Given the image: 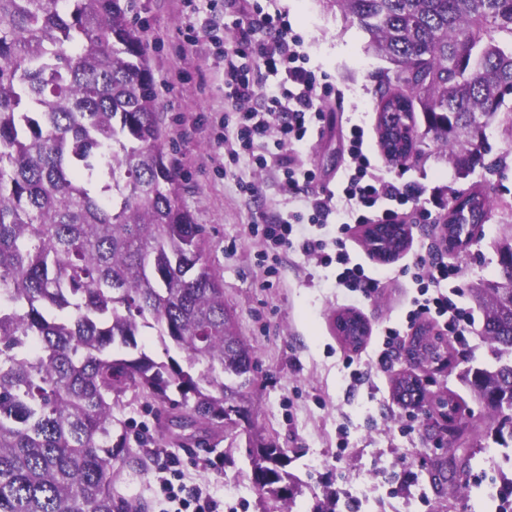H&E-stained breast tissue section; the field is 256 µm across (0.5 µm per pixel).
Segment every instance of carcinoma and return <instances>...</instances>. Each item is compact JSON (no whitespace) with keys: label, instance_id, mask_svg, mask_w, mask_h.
<instances>
[{"label":"carcinoma","instance_id":"1","mask_svg":"<svg viewBox=\"0 0 512 512\" xmlns=\"http://www.w3.org/2000/svg\"><path fill=\"white\" fill-rule=\"evenodd\" d=\"M392 68L380 121L411 120L468 177L512 97V0H331ZM137 0H0V512H145L112 496L128 392L171 425L231 432L256 362L224 306L205 230L158 122ZM425 129L417 131L415 106ZM498 364L468 369L479 401L512 392V270L471 289ZM153 329L158 361L138 347ZM266 500L300 488L287 450L248 440Z\"/></svg>","mask_w":512,"mask_h":512}]
</instances>
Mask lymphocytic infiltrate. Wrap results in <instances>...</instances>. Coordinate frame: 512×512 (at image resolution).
<instances>
[{"label":"lymphocytic infiltrate","instance_id":"obj_1","mask_svg":"<svg viewBox=\"0 0 512 512\" xmlns=\"http://www.w3.org/2000/svg\"><path fill=\"white\" fill-rule=\"evenodd\" d=\"M233 47L223 49L224 58V152L230 162L248 158L262 170L283 171V189L289 201H303L305 212L289 211L287 216L260 217V232L273 250L299 249L316 256L321 265H342L337 285L370 296L376 278L366 274L361 263L352 260L342 237L350 225L433 223L428 208L407 214L414 197L411 188L399 187L380 174L369 155L364 129L354 124L349 130V163L336 188H315V172L305 167L300 154L315 128L325 120L322 104L329 98L343 100L344 92L318 76L301 53L302 38L282 12L254 10L237 25ZM282 73L275 88H267L269 75ZM323 225L337 222L339 237L335 253L322 239L297 237L301 219ZM418 294L406 315L414 322L422 315L435 316L447 336L466 344L474 317L461 301L459 269L448 264L441 249L429 250L405 267ZM156 480L166 504L165 512H221V503L196 485L182 481L175 470L161 467Z\"/></svg>","mask_w":512,"mask_h":512}]
</instances>
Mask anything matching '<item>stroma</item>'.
<instances>
[{
    "label": "stroma",
    "mask_w": 512,
    "mask_h": 512,
    "mask_svg": "<svg viewBox=\"0 0 512 512\" xmlns=\"http://www.w3.org/2000/svg\"><path fill=\"white\" fill-rule=\"evenodd\" d=\"M281 10L303 39L310 65L345 92L343 103L326 101L329 111L318 136L302 153L318 185L335 187L349 162L351 125L364 127L385 175L397 184L422 188V206L436 223L415 225L409 247L389 261L396 269L439 245V223L448 216L455 195L480 191L489 216L477 237L450 252L460 270L463 303L475 316L467 344L449 343L447 368L432 373L425 385L430 415L415 412L394 395L396 379L411 367L396 353L389 370L373 369L368 383L351 379V362L367 363L376 355L385 328L403 326L415 284L383 277L369 297L336 284V266L324 267L308 256L285 255L276 275L259 264L261 242L250 225L259 213L270 216L300 210L285 205L281 173L229 165L218 142L224 128V64L220 47L207 37L184 40L191 10L183 0H139L134 17L147 39L160 92L159 122L182 178L180 201L194 223L205 228L209 262L224 287L242 338L257 363L253 384L255 413L251 425L287 448L290 469L306 484L292 512H309L314 497L335 493L336 512H498V499H484L483 483L497 470L512 472V447H496L498 418L474 397L460 374L470 366L496 363L494 349L482 336L484 313L469 290L499 274L498 244L512 235V133L494 123L488 131L495 170L476 168L458 178L434 146L405 164L386 159L379 150V99L376 75L388 61L373 51L369 36L332 0H247L244 11ZM254 180L256 198L243 196L238 179ZM361 315L370 332L358 349L336 332V317ZM453 398L457 411L447 418L438 397ZM129 449L126 463L115 465L114 495L139 501L145 512H160L157 467L180 470L186 483L206 488L216 499L234 494L237 512H267L253 487L246 437L166 428L162 416L145 399L126 394L114 409ZM414 430L404 433L406 422Z\"/></svg>",
    "instance_id": "stroma-1"
}]
</instances>
